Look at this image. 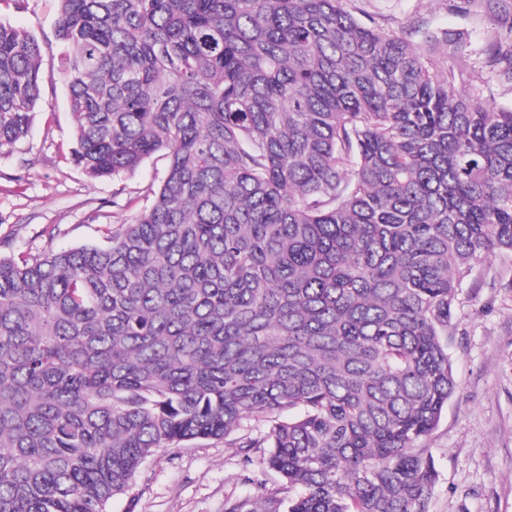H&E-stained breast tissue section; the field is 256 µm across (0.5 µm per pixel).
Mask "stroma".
Instances as JSON below:
<instances>
[{
  "mask_svg": "<svg viewBox=\"0 0 512 512\" xmlns=\"http://www.w3.org/2000/svg\"><path fill=\"white\" fill-rule=\"evenodd\" d=\"M0 0V19L29 31L43 46L45 102L31 133L13 154H0V254L35 256L46 249L101 246L105 231L137 214L144 189L162 179L165 162L147 159L121 178L91 180L70 161L73 129L57 73L56 0ZM383 31L418 23L461 40L468 68L438 56L456 88L485 103L512 106V88L500 85L482 61L493 26L482 8L461 16L454 0H347ZM512 254L480 261L461 288L448 331L457 388L428 440L439 479L430 512H512ZM268 490L282 484L259 457L244 459L223 440L161 448L145 463L112 512H224L228 496H246L244 476Z\"/></svg>",
  "mask_w": 512,
  "mask_h": 512,
  "instance_id": "stroma-1",
  "label": "stroma"
}]
</instances>
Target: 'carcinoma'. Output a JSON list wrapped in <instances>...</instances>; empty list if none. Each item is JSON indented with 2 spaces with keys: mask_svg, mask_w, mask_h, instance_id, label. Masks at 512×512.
<instances>
[{
  "mask_svg": "<svg viewBox=\"0 0 512 512\" xmlns=\"http://www.w3.org/2000/svg\"><path fill=\"white\" fill-rule=\"evenodd\" d=\"M345 0H57L90 179L167 167L103 246L0 256V512H108L160 448L260 454L224 512H429L474 265L512 253V107ZM0 21V153L44 101ZM485 66L512 86V23Z\"/></svg>",
  "mask_w": 512,
  "mask_h": 512,
  "instance_id": "obj_1",
  "label": "carcinoma"
}]
</instances>
